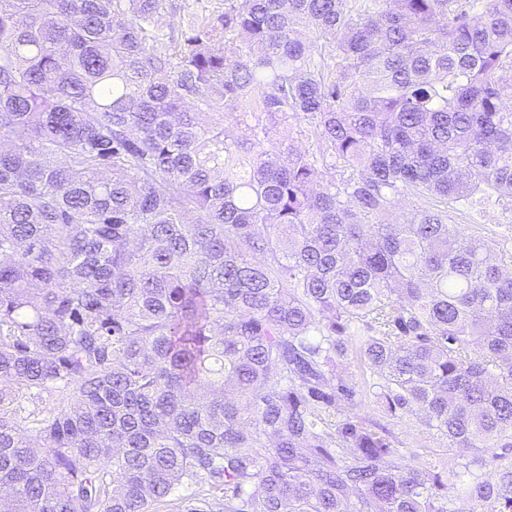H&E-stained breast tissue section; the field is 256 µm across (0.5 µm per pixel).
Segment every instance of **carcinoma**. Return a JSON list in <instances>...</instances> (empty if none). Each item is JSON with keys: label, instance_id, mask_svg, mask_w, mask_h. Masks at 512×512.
<instances>
[{"label": "carcinoma", "instance_id": "cac0c4a2", "mask_svg": "<svg viewBox=\"0 0 512 512\" xmlns=\"http://www.w3.org/2000/svg\"><path fill=\"white\" fill-rule=\"evenodd\" d=\"M166 2L0 0V512H512V0ZM177 6L176 19L197 14L200 17L215 18L224 11L222 0H170ZM456 222L458 224H478L477 228H482V232L490 235L494 231H502L505 228L504 225L512 227V205L492 204L483 212L473 213L472 219L468 215H463L460 219L456 218ZM341 363L347 366L345 373V382L354 388L355 396L352 403L349 405L354 412L371 419L373 421L386 423L387 419L383 414L380 406L375 402L373 394L370 389L372 383V374L367 366L360 363L351 362L350 360L342 359ZM394 435L398 440L397 448H401L402 453H405L409 448H438V444L431 438L426 430L419 425L407 427L395 423L390 425Z\"/></svg>", "mask_w": 512, "mask_h": 512}]
</instances>
